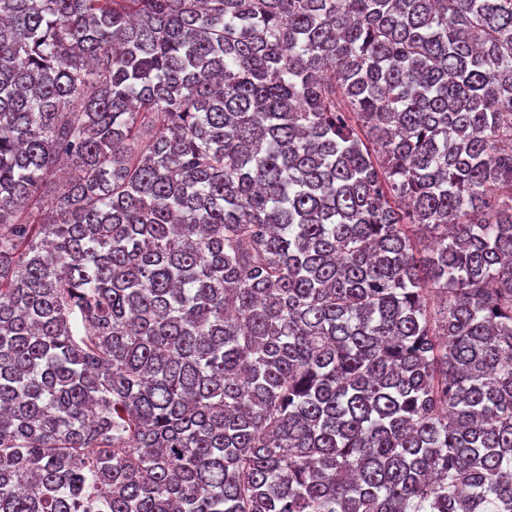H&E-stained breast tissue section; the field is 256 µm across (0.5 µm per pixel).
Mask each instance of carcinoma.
<instances>
[{"mask_svg": "<svg viewBox=\"0 0 512 512\" xmlns=\"http://www.w3.org/2000/svg\"><path fill=\"white\" fill-rule=\"evenodd\" d=\"M0 512H512V0H0Z\"/></svg>", "mask_w": 512, "mask_h": 512, "instance_id": "cac0c4a2", "label": "carcinoma"}]
</instances>
